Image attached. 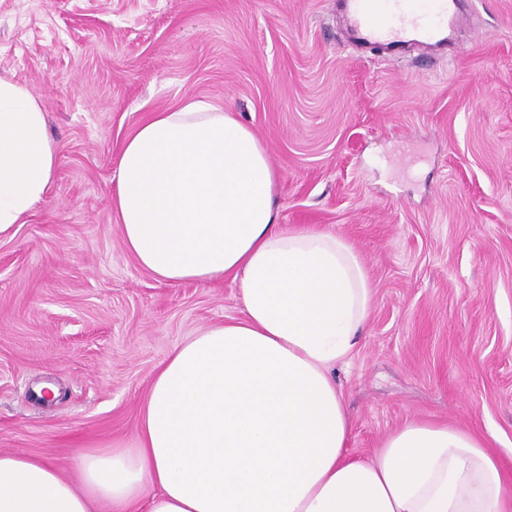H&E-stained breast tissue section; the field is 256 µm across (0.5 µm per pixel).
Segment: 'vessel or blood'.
<instances>
[{
  "label": "vessel or blood",
  "mask_w": 512,
  "mask_h": 512,
  "mask_svg": "<svg viewBox=\"0 0 512 512\" xmlns=\"http://www.w3.org/2000/svg\"><path fill=\"white\" fill-rule=\"evenodd\" d=\"M339 8L357 44L391 53L421 38L445 47L449 31L466 21L454 0H341Z\"/></svg>",
  "instance_id": "obj_1"
}]
</instances>
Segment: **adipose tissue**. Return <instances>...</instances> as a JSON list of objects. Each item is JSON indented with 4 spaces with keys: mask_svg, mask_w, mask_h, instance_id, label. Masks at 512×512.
<instances>
[{
    "mask_svg": "<svg viewBox=\"0 0 512 512\" xmlns=\"http://www.w3.org/2000/svg\"><path fill=\"white\" fill-rule=\"evenodd\" d=\"M40 101L0 77V235L55 174ZM112 213L137 264L170 284L237 283L242 315L204 327L155 372L135 437L81 449L75 478L0 453V512H512V476L485 442L411 420L350 459L332 370L374 293L341 235L279 228L278 174L233 113L190 98L126 138Z\"/></svg>",
    "mask_w": 512,
    "mask_h": 512,
    "instance_id": "obj_1",
    "label": "adipose tissue"
}]
</instances>
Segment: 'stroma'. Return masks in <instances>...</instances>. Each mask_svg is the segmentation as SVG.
I'll use <instances>...</instances> for the list:
<instances>
[{"label": "stroma", "mask_w": 512, "mask_h": 512, "mask_svg": "<svg viewBox=\"0 0 512 512\" xmlns=\"http://www.w3.org/2000/svg\"><path fill=\"white\" fill-rule=\"evenodd\" d=\"M442 54L349 44L335 0H0V76L39 97L58 165L0 236V453L130 440L157 367L241 315L231 279L166 284L112 214L123 140L194 96L235 113L280 180L278 222L342 235L372 314L334 370L372 457L408 420L512 470V0H462Z\"/></svg>", "instance_id": "1"}]
</instances>
